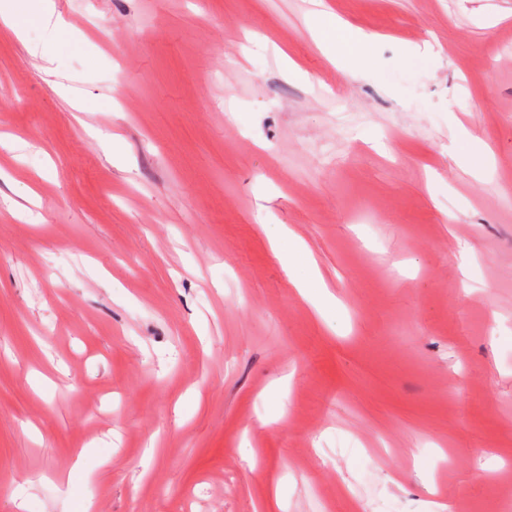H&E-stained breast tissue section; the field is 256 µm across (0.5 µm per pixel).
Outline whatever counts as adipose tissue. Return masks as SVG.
Listing matches in <instances>:
<instances>
[{
    "label": "adipose tissue",
    "mask_w": 512,
    "mask_h": 512,
    "mask_svg": "<svg viewBox=\"0 0 512 512\" xmlns=\"http://www.w3.org/2000/svg\"><path fill=\"white\" fill-rule=\"evenodd\" d=\"M35 22L46 24L55 38L67 31L64 20L52 10V0H0V26L11 31L18 41L27 42L29 26ZM312 27L329 58L368 62L371 35L326 10L314 12Z\"/></svg>",
    "instance_id": "1"
}]
</instances>
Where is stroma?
<instances>
[{
	"instance_id": "1",
	"label": "stroma",
	"mask_w": 512,
	"mask_h": 512,
	"mask_svg": "<svg viewBox=\"0 0 512 512\" xmlns=\"http://www.w3.org/2000/svg\"><path fill=\"white\" fill-rule=\"evenodd\" d=\"M322 7L367 65L313 0L0 34V512H512V0ZM312 27L326 55L336 61L358 59L365 65L369 60L371 35L352 27L332 12L317 10ZM461 139L468 149L462 160L472 167H477L485 159L482 140L477 134L466 128L461 129ZM273 247L278 255L282 257L283 265L288 270L291 281L295 287L308 299H310L313 294H317L318 300L313 304L315 308L322 315H324L327 310H335L336 297L327 290L325 283L315 268L309 265L312 271L309 279L301 280L293 278L294 269L298 265H301L299 258L305 256L307 253L306 247L303 244L294 242L292 246L288 248V254L286 255L281 254L282 250L277 242H273Z\"/></svg>"
}]
</instances>
